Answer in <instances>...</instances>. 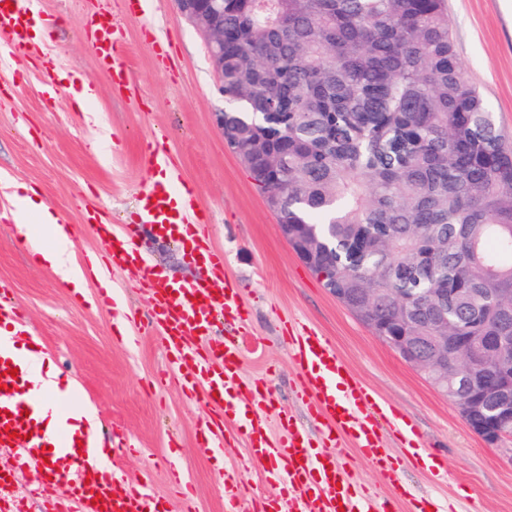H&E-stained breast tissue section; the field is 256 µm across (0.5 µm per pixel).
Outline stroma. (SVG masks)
<instances>
[{
    "label": "stroma",
    "mask_w": 512,
    "mask_h": 512,
    "mask_svg": "<svg viewBox=\"0 0 512 512\" xmlns=\"http://www.w3.org/2000/svg\"><path fill=\"white\" fill-rule=\"evenodd\" d=\"M126 0H39L46 32L28 52L0 58V279L19 309V320L61 380H73L81 403L94 407L104 444L121 428L136 451L120 461L132 477L145 474L167 512H180L177 483L191 487L196 512H228L224 486L237 479L255 498L274 494L266 468L242 469L248 455L238 423L227 422L222 461L200 448L197 430L211 408L205 396L187 397L165 378L167 354L148 323V291L132 267L107 266L112 293L140 316L118 330L110 308L97 307L102 288L88 275L74 293L60 274L18 247L13 186L34 187L72 225L73 262L88 266L100 253L98 227L135 236L149 268L174 282L201 278L205 270L185 242L156 237L139 221V200L154 175L146 157L168 152L206 214L208 246L224 256L223 278L247 313V333L218 323L217 335L237 341L242 378L261 377L265 393L305 428L313 423L299 396L284 325L300 320L331 342L370 390L413 424L431 459L448 472L412 465L394 436L386 441L400 466L404 494L372 469L360 449L343 448L359 482L408 512L414 498H432L438 512H512V460L474 433L455 403L405 362L333 297L281 237L278 217L266 205L240 158L224 144L214 115L224 96L210 62L206 35L183 17L174 0H155L149 16L118 35L126 79L112 85L85 33L94 15H121ZM448 21L459 59L474 86L512 135V0H448ZM94 92L77 106L82 84ZM16 451L0 447V475H10L0 506L23 502L44 512V473L15 466Z\"/></svg>",
    "instance_id": "1"
}]
</instances>
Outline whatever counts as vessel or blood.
<instances>
[{"instance_id":"1","label":"vessel or blood","mask_w":512,"mask_h":512,"mask_svg":"<svg viewBox=\"0 0 512 512\" xmlns=\"http://www.w3.org/2000/svg\"><path fill=\"white\" fill-rule=\"evenodd\" d=\"M33 0H0V54L22 51L27 45ZM118 19L105 15L87 22L88 34L100 52L109 76L119 74L118 49L114 35ZM146 223L160 237L178 240L195 237L197 225L188 223V211L196 210L192 199H182L171 186L156 184L140 199ZM105 249L118 266L138 265L132 238L112 239ZM208 276L180 285L159 273L142 269L141 277L150 293L148 318L155 323L167 349L171 371L187 394L208 393L212 416L200 423L201 446L223 445L224 424L242 422L248 440V463L267 465L269 482L278 495L264 499L259 512H281L291 502L295 512H388L385 500L370 490L358 489L348 461L340 453L341 442L360 448L368 463L392 486H399V470L382 438L384 423L398 421L399 439L410 459L419 460L422 449L407 421L398 420L392 406L370 392L350 371L336 349L303 324L290 328L291 355L298 368L302 392L313 399L315 432L306 431L288 414L280 423L286 440L270 436L265 420L273 406L264 392L263 381L252 384V397L243 400L241 358L235 342L209 345L200 350L189 345L192 336L208 334L216 316L239 321L245 311L233 289L217 287L224 273V257L210 251L202 259ZM25 361L6 342H0V446L18 449L28 462L56 452L65 456V474L49 480L57 495V512H165L144 477H127L113 472L104 478L88 451H76L75 441L64 428L46 431L52 416L74 409L78 401L42 388L26 387L10 374L24 368Z\"/></svg>"}]
</instances>
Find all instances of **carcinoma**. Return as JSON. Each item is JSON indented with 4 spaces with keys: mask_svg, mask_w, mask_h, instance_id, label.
Returning a JSON list of instances; mask_svg holds the SVG:
<instances>
[{
    "mask_svg": "<svg viewBox=\"0 0 512 512\" xmlns=\"http://www.w3.org/2000/svg\"><path fill=\"white\" fill-rule=\"evenodd\" d=\"M224 130L328 291L379 336H512V141L447 0H224ZM483 369L448 353L467 406Z\"/></svg>",
    "mask_w": 512,
    "mask_h": 512,
    "instance_id": "obj_1",
    "label": "carcinoma"
}]
</instances>
